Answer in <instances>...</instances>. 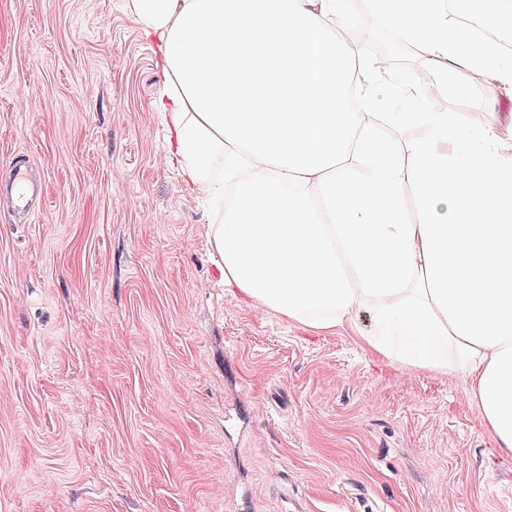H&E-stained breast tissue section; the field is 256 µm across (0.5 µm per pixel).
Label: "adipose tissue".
<instances>
[{
	"instance_id": "obj_1",
	"label": "adipose tissue",
	"mask_w": 512,
	"mask_h": 512,
	"mask_svg": "<svg viewBox=\"0 0 512 512\" xmlns=\"http://www.w3.org/2000/svg\"><path fill=\"white\" fill-rule=\"evenodd\" d=\"M370 6L421 68L396 78L342 53L347 0H127L159 38L155 109L185 184L215 206L225 288L315 332L353 330L391 363L460 371L512 455V118L478 131L464 113L407 109L476 86L512 103V57L448 0ZM396 125L420 135L400 142Z\"/></svg>"
}]
</instances>
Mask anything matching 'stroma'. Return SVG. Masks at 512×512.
Wrapping results in <instances>:
<instances>
[{
    "instance_id": "1",
    "label": "stroma",
    "mask_w": 512,
    "mask_h": 512,
    "mask_svg": "<svg viewBox=\"0 0 512 512\" xmlns=\"http://www.w3.org/2000/svg\"><path fill=\"white\" fill-rule=\"evenodd\" d=\"M393 74L419 67L390 24ZM126 0H0V512H512L466 379L373 359L224 287L210 206ZM494 127L487 89L436 100Z\"/></svg>"
}]
</instances>
